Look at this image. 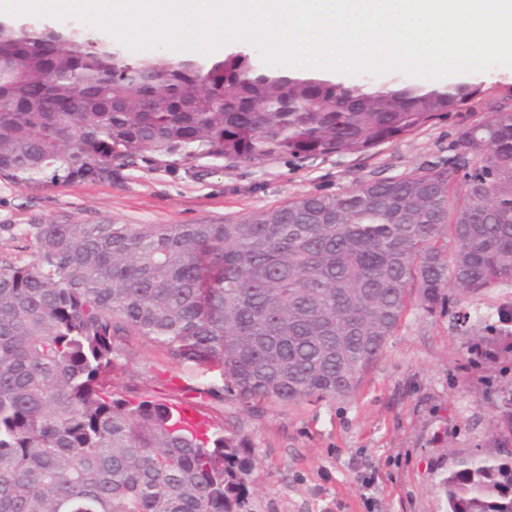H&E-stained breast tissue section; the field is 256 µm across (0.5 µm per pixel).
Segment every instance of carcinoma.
<instances>
[{"label": "carcinoma", "mask_w": 512, "mask_h": 512, "mask_svg": "<svg viewBox=\"0 0 512 512\" xmlns=\"http://www.w3.org/2000/svg\"><path fill=\"white\" fill-rule=\"evenodd\" d=\"M69 31L0 29V176L112 163L366 154L469 110L482 84L287 75L250 52L129 60ZM448 167L304 195L224 224H1L0 512H254V451L118 372L141 351L216 371L186 391L253 417L361 391L411 308L512 287V106L462 126ZM458 372L492 437L455 454L445 512H512V315L456 314Z\"/></svg>", "instance_id": "carcinoma-1"}]
</instances>
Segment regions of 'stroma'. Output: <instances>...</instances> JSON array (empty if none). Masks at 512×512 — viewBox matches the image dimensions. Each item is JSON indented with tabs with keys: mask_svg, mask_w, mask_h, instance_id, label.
Instances as JSON below:
<instances>
[{
	"mask_svg": "<svg viewBox=\"0 0 512 512\" xmlns=\"http://www.w3.org/2000/svg\"><path fill=\"white\" fill-rule=\"evenodd\" d=\"M441 82H480L485 92L469 111L365 155L138 163L113 166L103 180L29 185L0 177V224H221L294 197L442 167L458 154L463 125L512 99V67ZM465 342L451 313L414 309L351 402L273 409L258 419L225 403L222 419L256 451V512H442L437 472L468 440L442 438L446 420L437 408L469 405L457 372Z\"/></svg>",
	"mask_w": 512,
	"mask_h": 512,
	"instance_id": "1",
	"label": "stroma"
}]
</instances>
